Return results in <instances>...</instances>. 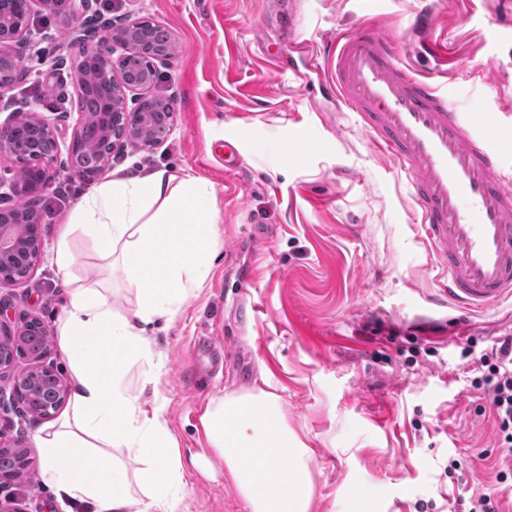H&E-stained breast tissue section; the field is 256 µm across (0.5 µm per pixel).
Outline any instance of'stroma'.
<instances>
[{
    "label": "stroma",
    "instance_id": "35a3bbf8",
    "mask_svg": "<svg viewBox=\"0 0 512 512\" xmlns=\"http://www.w3.org/2000/svg\"><path fill=\"white\" fill-rule=\"evenodd\" d=\"M420 0H379L369 13L357 0H294L278 17L270 0H119L113 25L129 12L157 22L173 38L170 61L156 65L154 95L175 103V125L160 143L114 152L104 180L163 170L209 180L218 220L212 273L171 320L147 333L153 361L130 360L125 383L138 391L157 379L176 440L185 487L180 512H247L224 480L199 418L215 397L264 385L279 395L289 427L311 449V512H346L363 495L366 512H466L471 496L497 499L512 512V483L498 482L501 450L490 413L472 386V357L512 336V301L485 312L433 306L434 260L406 180L371 151L354 113L326 121L302 95L299 78L270 63L289 37L322 43L333 30L374 17L413 38ZM86 0L77 20L35 12L31 36L12 44L16 81L0 94L5 116L37 112L56 129L57 173L42 195L71 189L60 209L43 214L44 246L30 276L0 290V312L14 328L41 320L56 331L70 280L56 264L68 238L73 278L108 288L117 312L136 306L120 270L101 261L70 212L92 189L68 170L75 108L72 39L97 46L104 22ZM440 10L459 28L450 89L460 105L481 96L501 111L512 97V41L486 35L471 0ZM43 47L40 63L30 55ZM505 76L488 85L487 72ZM232 144L238 163L224 165ZM14 378L0 377V443L38 459L34 433L69 413L43 419L11 401ZM0 501L19 512H65L40 479L0 485Z\"/></svg>",
    "mask_w": 512,
    "mask_h": 512
}]
</instances>
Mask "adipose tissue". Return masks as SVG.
<instances>
[{
	"label": "adipose tissue",
	"instance_id": "adipose-tissue-1",
	"mask_svg": "<svg viewBox=\"0 0 512 512\" xmlns=\"http://www.w3.org/2000/svg\"><path fill=\"white\" fill-rule=\"evenodd\" d=\"M217 219L208 180L163 170L107 181L73 210L70 229L101 259L120 253L138 301L127 315L102 290L70 294L58 340L74 379L72 412L35 434L39 476L61 503L84 512H178L184 470L166 406L132 393L124 367L151 358L147 325L176 315L210 277ZM200 424L248 512H309L310 450L289 430L278 395L260 388L211 400ZM115 443L138 460L136 478L113 459Z\"/></svg>",
	"mask_w": 512,
	"mask_h": 512
}]
</instances>
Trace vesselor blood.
I'll list each match as a JSON object with an SVG mask.
<instances>
[{"label": "vessel or blood", "mask_w": 512, "mask_h": 512, "mask_svg": "<svg viewBox=\"0 0 512 512\" xmlns=\"http://www.w3.org/2000/svg\"><path fill=\"white\" fill-rule=\"evenodd\" d=\"M419 16L424 66L406 62L409 44L373 20L336 31L322 50L296 48L334 111L355 113L370 148L407 178L438 268L436 302L486 311L512 298V166L498 146L512 121L456 107L438 81L455 68L449 35L433 9Z\"/></svg>", "instance_id": "b4317fda"}]
</instances>
